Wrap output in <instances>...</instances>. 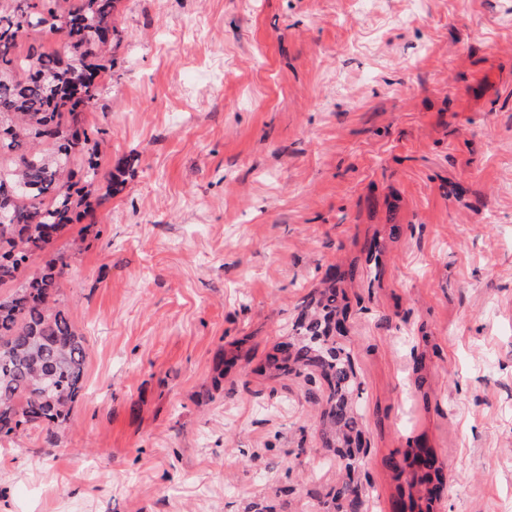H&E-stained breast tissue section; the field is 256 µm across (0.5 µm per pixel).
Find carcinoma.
<instances>
[{
  "instance_id": "obj_1",
  "label": "carcinoma",
  "mask_w": 512,
  "mask_h": 512,
  "mask_svg": "<svg viewBox=\"0 0 512 512\" xmlns=\"http://www.w3.org/2000/svg\"><path fill=\"white\" fill-rule=\"evenodd\" d=\"M116 0H0V439L28 425H63L85 382L87 348L68 313L57 305L67 262L60 255L27 276L28 262L54 235L90 208L100 175V142L81 124L97 78L112 71L106 55L120 44ZM58 32L69 52L47 51L37 38ZM28 41L27 50H18ZM81 163L79 171L72 166ZM347 304L336 274L303 301L286 341L265 358L270 379L303 378L305 398L319 405V439L344 463L346 479L322 502L323 512H361L356 475L366 455L363 417L355 405L360 384L350 350L337 342ZM405 475L411 486L442 482L443 468L425 448Z\"/></svg>"
}]
</instances>
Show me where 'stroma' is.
<instances>
[{"mask_svg":"<svg viewBox=\"0 0 512 512\" xmlns=\"http://www.w3.org/2000/svg\"><path fill=\"white\" fill-rule=\"evenodd\" d=\"M512 0H119L87 105L123 190L33 257L88 348L54 440H0V512H319L302 380L255 374L336 267L363 512L425 445L434 512H512Z\"/></svg>","mask_w":512,"mask_h":512,"instance_id":"obj_1","label":"stroma"}]
</instances>
